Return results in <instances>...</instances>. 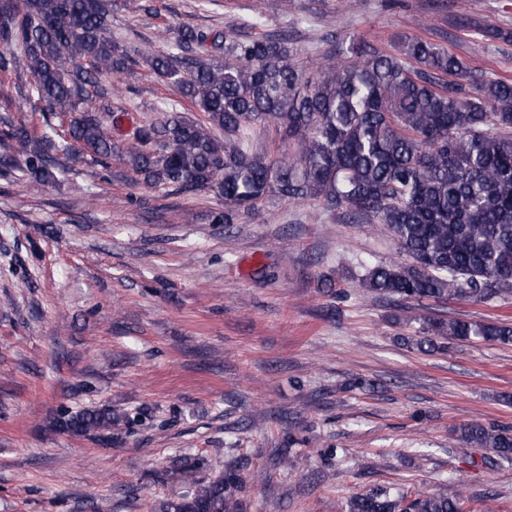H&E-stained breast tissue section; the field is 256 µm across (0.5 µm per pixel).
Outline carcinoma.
<instances>
[{
  "label": "carcinoma",
  "instance_id": "1",
  "mask_svg": "<svg viewBox=\"0 0 512 512\" xmlns=\"http://www.w3.org/2000/svg\"><path fill=\"white\" fill-rule=\"evenodd\" d=\"M112 0H0V73L28 74L25 100L60 118L35 138L22 120L0 130V170L21 172L35 187L55 181L78 154L99 162L117 155L155 188L224 198L215 224L276 196L345 208L356 222L378 224L411 259L365 269L360 286L387 297L422 301L512 296V77L476 79L448 48L406 36L385 51L344 35L337 61L313 76L293 62L288 34L230 38L178 27L173 48L139 53L155 78L180 90L206 120L168 104L120 146L94 108L108 94L102 78H120L137 60L109 34ZM230 56L218 62L209 50ZM274 126L298 149L272 163L247 152L248 131ZM420 349L436 339L512 344V323L434 321ZM112 408L64 411L56 427L87 437L112 428ZM464 441L512 465V430L479 422ZM190 492L159 512H238V475L207 484L198 462L176 460ZM348 512H464L461 494L439 489L408 498L380 489L352 497Z\"/></svg>",
  "mask_w": 512,
  "mask_h": 512
}]
</instances>
